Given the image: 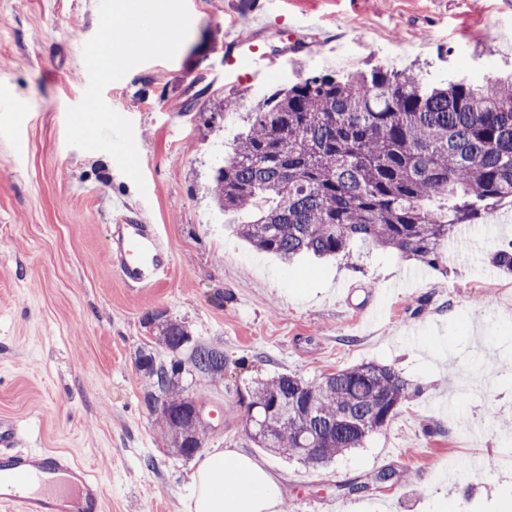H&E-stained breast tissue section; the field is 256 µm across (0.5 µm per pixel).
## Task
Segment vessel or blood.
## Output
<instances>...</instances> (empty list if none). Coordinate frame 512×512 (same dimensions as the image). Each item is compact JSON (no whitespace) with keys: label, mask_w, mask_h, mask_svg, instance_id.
<instances>
[{"label":"vessel or blood","mask_w":512,"mask_h":512,"mask_svg":"<svg viewBox=\"0 0 512 512\" xmlns=\"http://www.w3.org/2000/svg\"><path fill=\"white\" fill-rule=\"evenodd\" d=\"M265 57L254 35L224 38V79L233 84L261 79ZM109 255L128 284L145 288L166 275L172 255L157 225L125 203L113 207ZM17 433L0 423V512H104L100 480L87 468L52 450H16Z\"/></svg>","instance_id":"vessel-or-blood-1"}]
</instances>
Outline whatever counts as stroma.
Returning <instances> with one entry per match:
<instances>
[{
    "label": "stroma",
    "mask_w": 512,
    "mask_h": 512,
    "mask_svg": "<svg viewBox=\"0 0 512 512\" xmlns=\"http://www.w3.org/2000/svg\"><path fill=\"white\" fill-rule=\"evenodd\" d=\"M258 2L187 0L190 32L175 58L105 87L133 123L141 192L107 153L66 143V110L88 84L94 0H0V95L15 103L0 112V420L17 425L20 450H55L97 475L104 512H187L199 459L172 447L135 368L155 312L223 348V379L182 377L216 414L204 448L262 461L289 512H512V275L491 260L512 241V204L498 222L467 227L444 271L358 246L286 265L226 230L210 191L241 113L274 88L376 67L428 82L511 76L512 0H274L257 33L264 78L227 84L224 27ZM303 16L313 27L284 40ZM344 50L354 64L341 62ZM230 96L237 111L218 112ZM120 200L171 251L170 274L152 287H130L110 263ZM365 362L394 367L411 396L360 447L313 468L244 432L256 382ZM383 470L395 478L374 482Z\"/></svg>",
    "instance_id": "35a3bbf8"
}]
</instances>
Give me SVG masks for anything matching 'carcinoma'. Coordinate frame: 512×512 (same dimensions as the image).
<instances>
[{"label":"carcinoma","mask_w":512,"mask_h":512,"mask_svg":"<svg viewBox=\"0 0 512 512\" xmlns=\"http://www.w3.org/2000/svg\"><path fill=\"white\" fill-rule=\"evenodd\" d=\"M212 194L219 213H249L233 233L284 261L348 256L362 244L444 267L457 226L486 224L512 200V83L427 85L375 69L273 89L213 169ZM145 323L156 329L155 347L135 361L145 404L192 457L206 428L181 377L224 378V350L193 340L176 319L148 313ZM408 395L389 365L313 382L280 374L252 389L243 427L258 447L318 466L386 427Z\"/></svg>","instance_id":"1"}]
</instances>
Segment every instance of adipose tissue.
Listing matches in <instances>:
<instances>
[{
  "mask_svg": "<svg viewBox=\"0 0 512 512\" xmlns=\"http://www.w3.org/2000/svg\"><path fill=\"white\" fill-rule=\"evenodd\" d=\"M272 474L253 458L216 448L192 477L188 512H281Z\"/></svg>",
  "mask_w": 512,
  "mask_h": 512,
  "instance_id": "ef3b65f1",
  "label": "adipose tissue"
}]
</instances>
